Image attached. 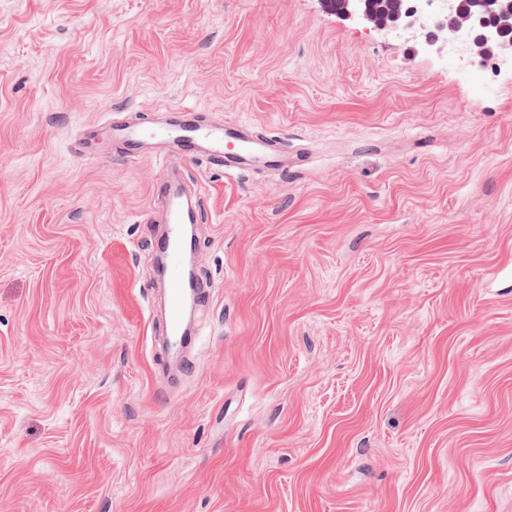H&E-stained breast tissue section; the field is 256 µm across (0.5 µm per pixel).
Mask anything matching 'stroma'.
Segmentation results:
<instances>
[{
  "mask_svg": "<svg viewBox=\"0 0 512 512\" xmlns=\"http://www.w3.org/2000/svg\"><path fill=\"white\" fill-rule=\"evenodd\" d=\"M169 109L300 161L101 130ZM171 166L214 284L186 371ZM0 512H512V68L320 0H0ZM157 201L163 204L167 213V250L166 276L167 283V320L166 334L169 342L176 347L187 344L183 336L184 320V280L182 266V227L187 221V212L178 185L172 179L159 181L154 187ZM191 213V212H190ZM193 222L195 220L193 214Z\"/></svg>",
  "mask_w": 512,
  "mask_h": 512,
  "instance_id": "35a3bbf8",
  "label": "stroma"
}]
</instances>
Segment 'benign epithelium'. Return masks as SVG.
<instances>
[{"label":"benign epithelium","instance_id":"benign-epithelium-1","mask_svg":"<svg viewBox=\"0 0 512 512\" xmlns=\"http://www.w3.org/2000/svg\"><path fill=\"white\" fill-rule=\"evenodd\" d=\"M473 11L448 23L456 11L455 0H406L405 7L390 16L373 10L368 0H343L338 16L356 20L385 34H409L426 52L461 47L470 63L482 68L487 61L512 62V40L503 38L512 24V0H471Z\"/></svg>","mask_w":512,"mask_h":512}]
</instances>
